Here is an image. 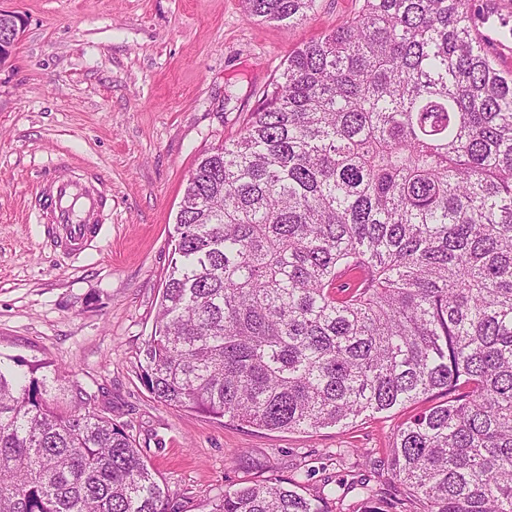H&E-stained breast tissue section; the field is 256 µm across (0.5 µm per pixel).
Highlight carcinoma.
<instances>
[{
    "label": "carcinoma",
    "mask_w": 512,
    "mask_h": 512,
    "mask_svg": "<svg viewBox=\"0 0 512 512\" xmlns=\"http://www.w3.org/2000/svg\"><path fill=\"white\" fill-rule=\"evenodd\" d=\"M302 23L315 0H244ZM470 0H362L202 154L143 347L168 406L281 431L422 405L388 478L243 480L209 512H512V77ZM0 360V512H167L78 382Z\"/></svg>",
    "instance_id": "1"
}]
</instances>
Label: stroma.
Segmentation results:
<instances>
[{
  "instance_id": "35a3bbf8",
  "label": "stroma",
  "mask_w": 512,
  "mask_h": 512,
  "mask_svg": "<svg viewBox=\"0 0 512 512\" xmlns=\"http://www.w3.org/2000/svg\"><path fill=\"white\" fill-rule=\"evenodd\" d=\"M359 0H316L305 22L247 17L243 0H0L26 25L0 63V356L79 381L140 448L175 512L244 478L301 474L309 491L373 476L400 408L347 428L268 431L154 399L140 351L171 261L170 233L197 158L236 138L289 54ZM478 34L512 75V0ZM66 159L102 171L112 213L94 247L55 250L37 221L40 177Z\"/></svg>"
}]
</instances>
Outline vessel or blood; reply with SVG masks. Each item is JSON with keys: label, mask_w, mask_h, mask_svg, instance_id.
<instances>
[{"label": "vessel or blood", "mask_w": 512, "mask_h": 512, "mask_svg": "<svg viewBox=\"0 0 512 512\" xmlns=\"http://www.w3.org/2000/svg\"><path fill=\"white\" fill-rule=\"evenodd\" d=\"M103 185L98 174L83 181L56 174L47 179L38 217L53 243L68 254H81L101 235L107 203Z\"/></svg>", "instance_id": "1"}]
</instances>
